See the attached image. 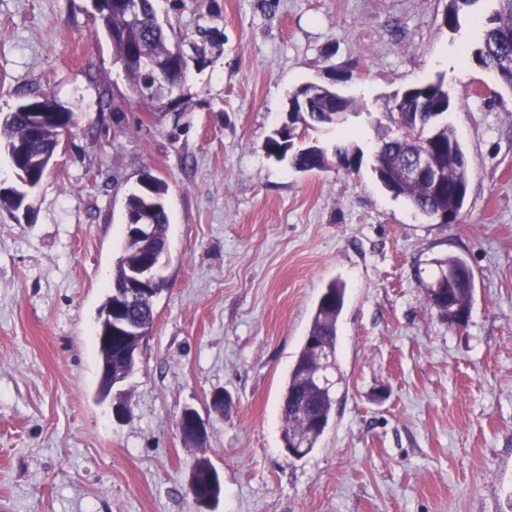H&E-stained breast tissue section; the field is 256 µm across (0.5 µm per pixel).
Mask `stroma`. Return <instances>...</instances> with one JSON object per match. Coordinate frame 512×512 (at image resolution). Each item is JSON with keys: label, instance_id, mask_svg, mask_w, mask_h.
<instances>
[{"label": "stroma", "instance_id": "obj_1", "mask_svg": "<svg viewBox=\"0 0 512 512\" xmlns=\"http://www.w3.org/2000/svg\"><path fill=\"white\" fill-rule=\"evenodd\" d=\"M155 0L191 66L181 114L137 103L91 0H0V117L44 93L75 116L31 207H0V512H512V94L472 58L492 0ZM443 78L470 165L441 224L372 172L395 93ZM364 107L359 172L302 173L262 145L298 86ZM168 185L167 282L125 388L97 402V312L143 172ZM474 274L469 322L426 303L437 260ZM346 286L336 403L315 448L281 436L319 296ZM224 396L214 409L212 396ZM201 444L177 430L183 408ZM217 468L215 510L186 494ZM191 480L192 491L200 498L216 502L223 493L219 474L207 458L197 460Z\"/></svg>", "mask_w": 512, "mask_h": 512}]
</instances>
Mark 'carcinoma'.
Instances as JSON below:
<instances>
[{
  "instance_id": "cac0c4a2",
  "label": "carcinoma",
  "mask_w": 512,
  "mask_h": 512,
  "mask_svg": "<svg viewBox=\"0 0 512 512\" xmlns=\"http://www.w3.org/2000/svg\"><path fill=\"white\" fill-rule=\"evenodd\" d=\"M476 0H448L443 25L453 30L458 26L459 15ZM145 22L133 33L134 47H129L114 34L127 28V20L122 12L106 4L95 12L98 21L97 33L110 44L113 56L128 78L131 90L137 100L149 112H176L178 104L162 97L146 98L147 77L141 69L140 57L158 56L169 53L179 43L171 42L164 26L159 21L152 0H142ZM475 60L491 72L498 84L512 92V0H494V8L485 17L479 47L474 52ZM454 102L442 79L416 84L402 94L395 95L389 108V126L379 136V151L374 157L372 170L378 182L386 189L391 182L388 174L411 162L420 145L429 144L438 154L445 186L434 191L425 181L406 182L395 193L405 198L416 210L431 218L441 211L461 214L464 208L469 184V166L465 164L466 153L455 129L444 122V117L453 108ZM360 102L347 97L332 87L323 86L320 93L311 100L310 109L295 113L294 123L314 130L322 125H338L336 113L358 114ZM41 112L44 120L39 134L28 135L31 113ZM72 120V113L47 95H37L21 104L7 117L0 119V147L11 151L16 141L26 143L21 157L22 168L29 172L32 183L38 184L45 177L55 156L57 130ZM282 132L269 136L264 144L268 155L286 157L298 172L357 170L341 163L348 156L361 157V148L353 141L338 142L333 152L322 146H313V151L288 152V141H280ZM168 191L167 183L157 176L152 181L131 193L125 203V212L132 218H139L153 225V240L144 248H138L140 240L133 238L123 244V254L118 258L113 280L125 279L129 271L139 264L150 251H161L166 246L169 217L162 204ZM439 273L455 272L468 274L471 269L460 256L450 255L438 261ZM345 304V288L330 283L322 292L311 326L298 357L288 372V380L283 395L282 419L283 436L287 440L291 432L305 431L308 434L307 450H312L329 425L333 406L334 391L311 384L309 372L312 355L308 348L310 340L325 343L332 353H337L338 321ZM131 317L142 329V336L151 333L154 323V309L145 304L131 311ZM140 336V337H142ZM138 336H119L113 347L125 343L132 346L141 344ZM99 361H112V382L99 381L98 397L107 398L122 404L125 391L121 386L134 372V367L117 355L109 354L107 348L98 346ZM305 403L306 410L299 414L291 410L292 403ZM192 491L200 498L218 500L223 493L219 474L206 458L197 460L191 476Z\"/></svg>"
}]
</instances>
